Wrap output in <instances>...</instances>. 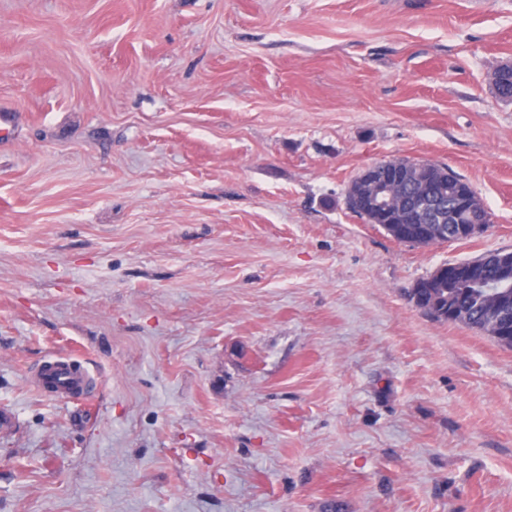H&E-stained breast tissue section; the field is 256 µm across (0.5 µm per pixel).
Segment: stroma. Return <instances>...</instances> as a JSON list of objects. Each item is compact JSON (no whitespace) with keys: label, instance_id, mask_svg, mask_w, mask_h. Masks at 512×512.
<instances>
[{"label":"stroma","instance_id":"35a3bbf8","mask_svg":"<svg viewBox=\"0 0 512 512\" xmlns=\"http://www.w3.org/2000/svg\"><path fill=\"white\" fill-rule=\"evenodd\" d=\"M509 63L512 0H0V512H512V349L408 296L512 252ZM397 157L490 228L353 214ZM410 161L415 163L416 168L412 171L411 175L404 182V186L407 190L416 187H426L429 188L433 194L438 195L441 192V181L438 179L434 168L438 166H443L446 167L447 169H450L454 173L455 177H451L452 181L448 182V185L446 187L447 196L443 197L442 201L444 208L447 210V212L444 214V216H446V222L444 223L446 225L444 226L446 229H449L451 227V224H459L457 223L458 218L450 213L455 208V199L452 195L456 190H465L470 184L464 181L465 179H463L454 170H452L446 165L437 163H433L434 165H432L422 161ZM479 228L480 226H478V224H459L458 231L463 238L467 239L475 232H477ZM44 370L41 377V387H45L43 380L47 373H52L55 382V388L48 389L50 393H54L59 397L75 396L85 387V379L71 373L70 365L62 360H55Z\"/></svg>","mask_w":512,"mask_h":512}]
</instances>
